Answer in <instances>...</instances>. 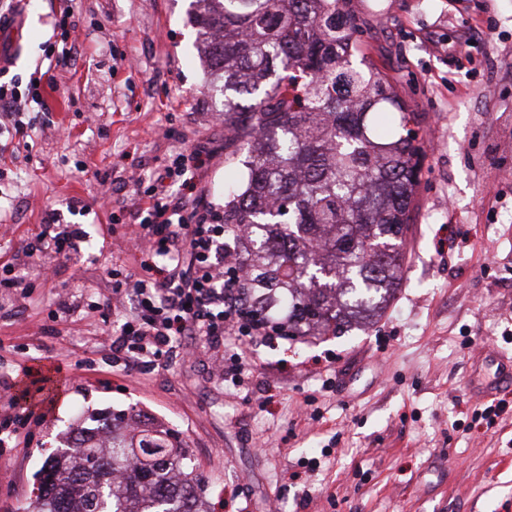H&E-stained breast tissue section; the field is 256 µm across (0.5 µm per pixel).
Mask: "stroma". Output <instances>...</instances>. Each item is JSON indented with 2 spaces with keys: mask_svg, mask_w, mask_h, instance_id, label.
<instances>
[{
  "mask_svg": "<svg viewBox=\"0 0 512 512\" xmlns=\"http://www.w3.org/2000/svg\"><path fill=\"white\" fill-rule=\"evenodd\" d=\"M62 0H26L0 79L28 80ZM77 54L52 70L34 124L0 181V393L28 390L36 417L0 447V512L38 493L72 424L123 410L174 430L204 512H512V386L494 421L470 387L490 346L512 359V0H351L364 55L421 113L422 168L400 284L381 317L341 337L253 341L245 389L210 355L129 370L99 345L117 322L81 298L109 294L127 224L111 198L162 165L177 140L224 146V96L204 90L189 0H72ZM90 213L74 219L76 203ZM80 221L91 248L54 264L23 247L49 217Z\"/></svg>",
  "mask_w": 512,
  "mask_h": 512,
  "instance_id": "obj_1",
  "label": "stroma"
}]
</instances>
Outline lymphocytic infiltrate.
<instances>
[{"mask_svg":"<svg viewBox=\"0 0 512 512\" xmlns=\"http://www.w3.org/2000/svg\"><path fill=\"white\" fill-rule=\"evenodd\" d=\"M41 102L34 83L0 82V131L25 136L24 116ZM213 158L201 144L176 147L146 187L115 201L134 225L131 238L142 259L112 271V293L102 302L121 325L118 337H102L101 343L126 352L133 366L157 364L175 340L187 336L201 338L219 363L226 339L288 336L287 322L271 328L247 316L249 278L240 264L224 260V217L203 183ZM85 240L81 225L56 224L51 237L37 235L25 251L68 260Z\"/></svg>","mask_w":512,"mask_h":512,"instance_id":"obj_1","label":"lymphocytic infiltrate"}]
</instances>
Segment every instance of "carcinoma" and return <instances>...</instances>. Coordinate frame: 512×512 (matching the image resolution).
Wrapping results in <instances>:
<instances>
[{"instance_id":"cac0c4a2","label":"carcinoma","mask_w":512,"mask_h":512,"mask_svg":"<svg viewBox=\"0 0 512 512\" xmlns=\"http://www.w3.org/2000/svg\"><path fill=\"white\" fill-rule=\"evenodd\" d=\"M210 86L224 91V228L253 312L293 336H337L396 290L418 185L419 115L361 54L350 0H191ZM100 416L77 426L26 512H201L171 433Z\"/></svg>"}]
</instances>
